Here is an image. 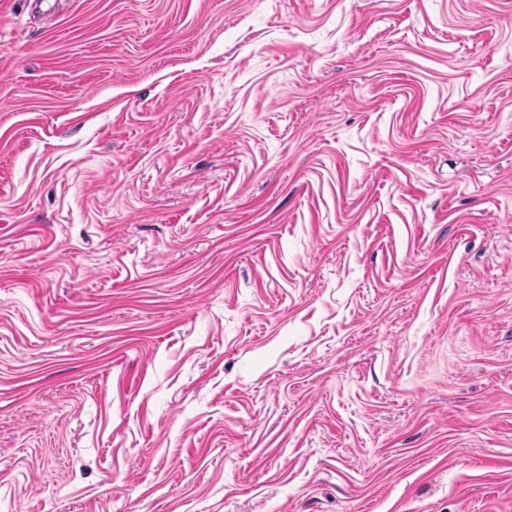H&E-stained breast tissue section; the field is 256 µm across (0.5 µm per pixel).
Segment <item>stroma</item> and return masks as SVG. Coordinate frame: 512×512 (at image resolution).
Returning <instances> with one entry per match:
<instances>
[{
    "label": "stroma",
    "instance_id": "stroma-1",
    "mask_svg": "<svg viewBox=\"0 0 512 512\" xmlns=\"http://www.w3.org/2000/svg\"><path fill=\"white\" fill-rule=\"evenodd\" d=\"M0 512H512V0H0Z\"/></svg>",
    "mask_w": 512,
    "mask_h": 512
}]
</instances>
